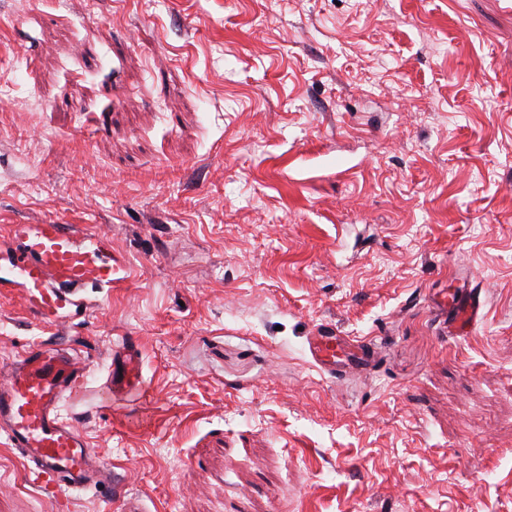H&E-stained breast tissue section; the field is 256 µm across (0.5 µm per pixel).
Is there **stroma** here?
I'll list each match as a JSON object with an SVG mask.
<instances>
[{
    "label": "stroma",
    "instance_id": "obj_1",
    "mask_svg": "<svg viewBox=\"0 0 512 512\" xmlns=\"http://www.w3.org/2000/svg\"><path fill=\"white\" fill-rule=\"evenodd\" d=\"M48 223L120 266L57 330L118 478L69 512H512V0H0V236ZM325 320L372 372L312 367ZM44 336L1 291L0 362ZM0 512H58L2 434ZM432 307L444 322H448V332L454 338L471 334L483 317L480 295L465 288L435 294ZM142 385L140 354L133 346L123 347L116 354L115 366L106 389L112 394H128L138 391Z\"/></svg>",
    "mask_w": 512,
    "mask_h": 512
}]
</instances>
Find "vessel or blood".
Here are the masks:
<instances>
[{"label":"vessel or blood","mask_w":512,"mask_h":512,"mask_svg":"<svg viewBox=\"0 0 512 512\" xmlns=\"http://www.w3.org/2000/svg\"><path fill=\"white\" fill-rule=\"evenodd\" d=\"M115 268L107 239L82 224H13L0 245V288L19 289L27 308L45 326L86 317L80 289H111ZM432 307L454 337L471 334L483 317L479 294L464 288L434 295ZM312 365L332 378L373 371L377 343L342 335L332 323L314 327L307 338ZM87 368L64 350L42 341L0 365V431L31 463L36 478L55 492L94 488L112 472L74 425L61 420L60 402L82 388ZM142 385L136 348L117 352L109 393Z\"/></svg>","instance_id":"b4317fda"}]
</instances>
